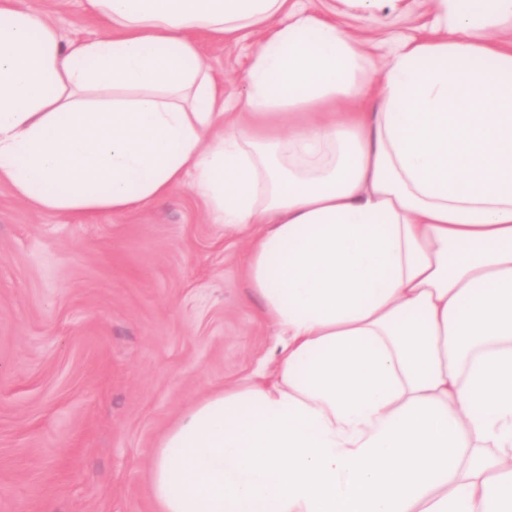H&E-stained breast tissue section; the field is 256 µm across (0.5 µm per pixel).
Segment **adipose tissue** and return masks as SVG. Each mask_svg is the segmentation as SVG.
<instances>
[{
  "instance_id": "obj_1",
  "label": "adipose tissue",
  "mask_w": 512,
  "mask_h": 512,
  "mask_svg": "<svg viewBox=\"0 0 512 512\" xmlns=\"http://www.w3.org/2000/svg\"><path fill=\"white\" fill-rule=\"evenodd\" d=\"M375 93L288 0H83L68 41L0 0V183L121 212L191 184L244 236L272 381L191 405L149 462L156 512H512V0H434ZM258 26L242 112L191 38ZM345 105L344 120L331 111Z\"/></svg>"
}]
</instances>
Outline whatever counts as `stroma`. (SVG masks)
<instances>
[{
	"mask_svg": "<svg viewBox=\"0 0 512 512\" xmlns=\"http://www.w3.org/2000/svg\"><path fill=\"white\" fill-rule=\"evenodd\" d=\"M69 39L102 35L79 0H22ZM362 41L377 85L389 57L428 35L432 0L393 13L288 0ZM253 30L203 61L238 111ZM245 240L190 185L121 213L42 212L0 184V512H155L147 464L192 403L273 362V325L243 278Z\"/></svg>",
	"mask_w": 512,
	"mask_h": 512,
	"instance_id": "stroma-1",
	"label": "stroma"
}]
</instances>
